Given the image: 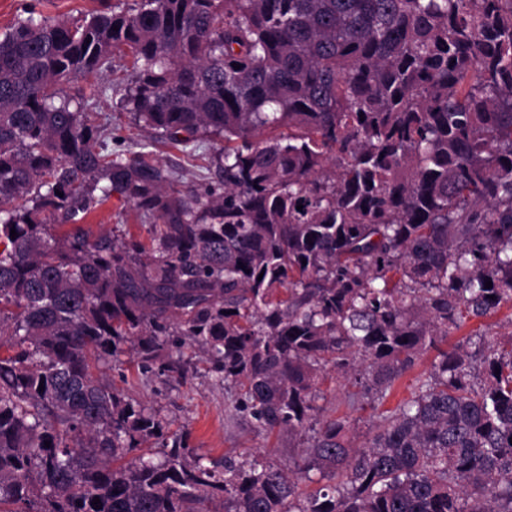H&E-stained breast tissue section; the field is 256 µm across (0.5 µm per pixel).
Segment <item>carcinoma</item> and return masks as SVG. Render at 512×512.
Returning a JSON list of instances; mask_svg holds the SVG:
<instances>
[{
  "instance_id": "1",
  "label": "carcinoma",
  "mask_w": 512,
  "mask_h": 512,
  "mask_svg": "<svg viewBox=\"0 0 512 512\" xmlns=\"http://www.w3.org/2000/svg\"><path fill=\"white\" fill-rule=\"evenodd\" d=\"M117 50L136 125L224 142L218 187L112 155L107 88L63 90ZM114 193L146 237L82 223ZM509 303L512 0H99L0 36V512H512V334L448 346ZM174 336L296 469L206 465L94 373ZM430 351L363 443L318 418L329 372L373 408Z\"/></svg>"
}]
</instances>
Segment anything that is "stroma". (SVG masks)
Instances as JSON below:
<instances>
[{
	"label": "stroma",
	"mask_w": 512,
	"mask_h": 512,
	"mask_svg": "<svg viewBox=\"0 0 512 512\" xmlns=\"http://www.w3.org/2000/svg\"><path fill=\"white\" fill-rule=\"evenodd\" d=\"M97 0H0V34L6 32L27 11L51 19H77L96 9ZM120 93H107L95 102L99 121H111L106 142L113 153L126 150L128 143L150 141V134L134 125L120 107ZM218 149L217 143H205L201 159L188 160L181 148L159 144L155 159L177 176L181 185L198 186L216 182L214 168L207 158ZM88 222L93 232L123 237L137 220L131 203L114 194L92 213ZM164 362L170 372L158 365L143 366L139 357L125 351L98 366L97 374L117 390L154 410L166 423L167 436L181 437L194 454L209 462H222L225 456H256L280 467L299 461L297 439L287 433L270 436L259 433L248 417L233 407L234 389L215 373L206 353L184 346L167 345ZM320 400V419L349 417L359 440H366L374 428L377 413L372 409L355 410L345 400L342 381L328 378Z\"/></svg>",
	"instance_id": "obj_1"
}]
</instances>
